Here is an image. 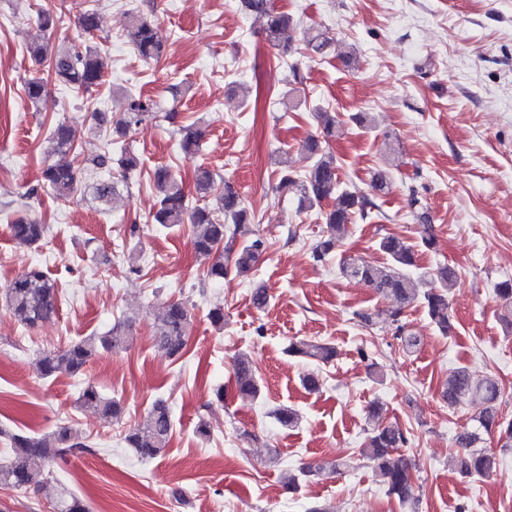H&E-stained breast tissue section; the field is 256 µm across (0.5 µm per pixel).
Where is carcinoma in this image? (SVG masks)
Listing matches in <instances>:
<instances>
[{"label": "carcinoma", "instance_id": "1", "mask_svg": "<svg viewBox=\"0 0 512 512\" xmlns=\"http://www.w3.org/2000/svg\"><path fill=\"white\" fill-rule=\"evenodd\" d=\"M244 8L259 25L266 41L287 54L291 47L281 43L282 34L292 25L293 19L286 13L277 12L271 0H242ZM35 22L43 32H51L63 24L64 16L52 7L36 12ZM78 26L87 37H94L100 28V17L96 8L86 10L78 18ZM127 42L146 59H158L163 55L164 42L160 28L155 21L135 12L130 15L126 30ZM306 50L322 55L332 47L330 38L309 30L305 39ZM32 60L39 65H48L47 74L78 92L90 94L100 86L104 77V59L97 48L87 44H73L56 52L47 44H33L29 47ZM44 80L34 75L25 83V95L30 103H36L43 92ZM159 111L156 100L142 94H129L124 99V109L115 121V133L123 134L126 129L144 121L151 113ZM319 134L306 142L311 163L302 174L288 168V159L279 161V190L297 196L299 208L317 210V214L329 228V234L312 246V258L321 262L336 252L340 239L348 233L349 225L356 220H367L377 209L374 197L389 191L392 184L391 171L381 169L374 173L370 191L361 192L348 187L340 180L336 157L329 148V139L336 131V113L319 108L314 112ZM181 146L192 154L199 150L202 131L195 124L182 125ZM48 142L50 153L56 157L41 174L39 186L48 188L53 197L68 203L82 191L87 166L79 161L74 152L75 134L72 128L61 122L50 130ZM138 167L137 157L121 150L117 159L121 178ZM154 183L159 194V205L151 216V223L164 227L187 224L190 226L192 244L196 252L204 255L216 253L219 247L230 254L227 259L218 258L206 273L207 280L214 284L224 281L229 275H248L259 257L265 251V241L257 233L245 237V227L252 223L253 215L241 197L229 185H224V194L219 197L217 207L192 205L185 194L183 183L167 167H160L154 173ZM213 174L206 169L197 170L195 189L197 195L207 197L214 189ZM114 179L96 182L94 192L102 202H109L116 194ZM407 206L419 224L420 246L430 250L435 245L434 226L429 209L418 192L411 188L406 199ZM13 238L22 245L34 246L44 236L45 225L34 219L18 218L11 224ZM386 263L376 265L360 256L343 255L339 261L340 275L373 289L376 293L390 297L395 302L391 311L395 337L400 339L408 351L420 345V338L409 333L402 322L405 308L419 303L425 310L430 323L444 335L453 329L449 290L453 286L455 273L446 266L433 273L438 287L419 294L415 277V246L395 235L382 237L378 244ZM6 306L22 323L34 328L56 314V291L41 268L32 266L16 276L5 290ZM191 313L187 303L177 300L164 304L155 314L158 350L170 359L183 356L187 346V334ZM130 341V325L119 322L105 334L88 336L67 347L41 352L37 367L42 377L52 378L58 374L80 375L88 362L103 352H118L127 348ZM288 352L328 363L336 357V348L317 340L299 339L288 346ZM236 391L247 397L260 394V383L249 362L238 356L233 364ZM501 396L497 378L486 376L475 380L463 367L452 370L445 382L442 397L448 407L455 408L465 398L476 402L477 410L471 417L473 425L456 437L457 453L452 460L457 473L467 478H486L499 465L496 450L480 446L484 440L497 441L502 448L512 447V420L499 416L498 400ZM78 405L91 409L106 419H116L122 408L120 403L107 399L96 386L88 383L80 391ZM371 422L362 453L372 463L379 482L386 493L400 503L414 504L417 497L411 475V463L395 455L411 440L408 430L397 424L379 421V411L371 406L368 410ZM172 433V419L169 407L158 401L148 417L129 430L125 442L133 454L140 459H154L167 447ZM0 437L10 442V456L0 463V488L19 491L41 489L49 476L48 465L65 454H79L91 451V442L77 429L63 425L50 434L10 433L0 429ZM54 505L56 512H88L85 502L72 491L61 488Z\"/></svg>", "mask_w": 512, "mask_h": 512}]
</instances>
